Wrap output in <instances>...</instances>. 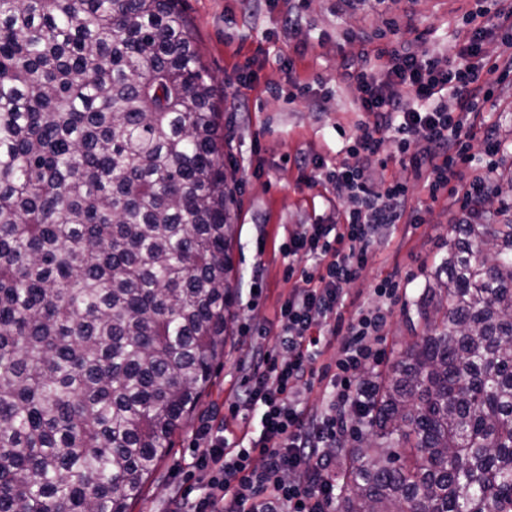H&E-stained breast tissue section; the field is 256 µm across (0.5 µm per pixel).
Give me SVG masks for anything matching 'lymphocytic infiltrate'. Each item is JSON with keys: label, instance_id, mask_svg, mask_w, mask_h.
<instances>
[{"label": "lymphocytic infiltrate", "instance_id": "obj_1", "mask_svg": "<svg viewBox=\"0 0 512 512\" xmlns=\"http://www.w3.org/2000/svg\"><path fill=\"white\" fill-rule=\"evenodd\" d=\"M483 8L463 17L465 35L451 55L417 54L411 42H383L379 32L348 33L360 46L357 61L339 73L364 118L327 181L337 199H349L336 224H300L288 234L283 256L312 259L277 314L279 332L267 350L239 362L245 374L232 412H255L258 435L229 440L223 430L199 431L191 463L193 483L172 497L169 512H330L336 501V450L370 414L368 369L380 352L373 338L387 323L382 302L348 312V287L365 269L382 228L424 221L409 190L419 184L430 200L454 192L459 168L470 162L469 114L477 98H490L512 72V39L503 57L479 62L486 24ZM393 140L409 180H379L373 165ZM334 364L317 367L333 338ZM326 403L312 411L300 394L313 380Z\"/></svg>", "mask_w": 512, "mask_h": 512}]
</instances>
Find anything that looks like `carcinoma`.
Listing matches in <instances>:
<instances>
[{"label":"carcinoma","mask_w":512,"mask_h":512,"mask_svg":"<svg viewBox=\"0 0 512 512\" xmlns=\"http://www.w3.org/2000/svg\"><path fill=\"white\" fill-rule=\"evenodd\" d=\"M180 0H0V512H129L224 362L234 181ZM448 232L336 512H512V219Z\"/></svg>","instance_id":"cac0c4a2"}]
</instances>
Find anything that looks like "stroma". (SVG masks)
<instances>
[{
    "mask_svg": "<svg viewBox=\"0 0 512 512\" xmlns=\"http://www.w3.org/2000/svg\"><path fill=\"white\" fill-rule=\"evenodd\" d=\"M477 0H309L295 30L284 21L294 0H183L202 64L213 78L214 106L221 114L231 146L224 164L234 171V214L237 224L232 261L237 288L233 320L224 346V364L183 428L175 435L169 455L146 482L131 512H168L169 501L185 479L193 444L203 423L226 426L234 436L255 429L256 417L231 416L241 376L237 359L253 349H269L274 333L263 327L274 321L293 283L288 278L283 249L295 224H332L337 220L336 192L308 189L294 162L300 154H324L328 165L343 161L357 134L360 115L351 95L337 80L342 62L355 59L357 44L343 41V29H373L387 42L413 41L418 52H448L457 42L465 11ZM294 67H287V57ZM311 82L304 98H288L290 77ZM477 108L489 115L472 131V161L460 169L462 183L484 175L512 171V73L504 76L493 97ZM498 151L486 157L487 138ZM411 203L428 208L422 224L386 227L366 268L349 288L354 306L375 301L373 290L385 279L399 289L377 345L383 351L374 374L387 375L400 360L407 342L424 326L415 303L431 270L446 250L448 231L461 216L460 202L448 197L430 203L413 190ZM261 287L256 306H249L251 284Z\"/></svg>",
    "mask_w": 512,
    "mask_h": 512,
    "instance_id": "stroma-1",
    "label": "stroma"
}]
</instances>
